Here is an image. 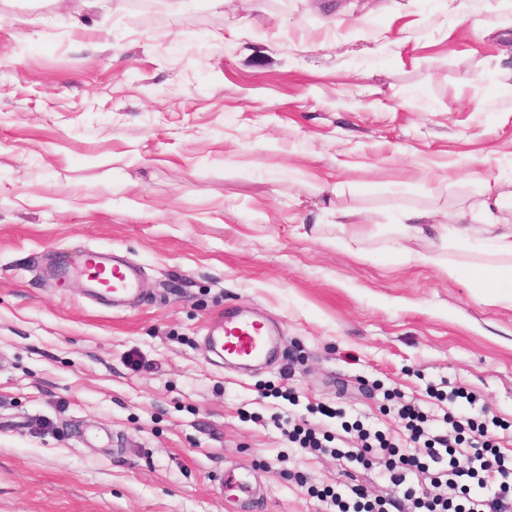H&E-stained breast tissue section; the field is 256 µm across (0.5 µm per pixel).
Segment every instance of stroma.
<instances>
[{"mask_svg": "<svg viewBox=\"0 0 512 512\" xmlns=\"http://www.w3.org/2000/svg\"><path fill=\"white\" fill-rule=\"evenodd\" d=\"M71 11L0 0V512H324L312 489L349 478L387 496L281 423L399 440L383 390L424 407L444 381L512 450V306L392 246L403 210L444 224L512 181L511 5ZM88 249L140 268L137 306L90 297ZM228 312L273 325L275 358L207 353ZM284 384L298 404L269 397Z\"/></svg>", "mask_w": 512, "mask_h": 512, "instance_id": "1", "label": "stroma"}]
</instances>
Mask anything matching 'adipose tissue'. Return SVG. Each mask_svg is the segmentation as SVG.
Masks as SVG:
<instances>
[{
	"mask_svg": "<svg viewBox=\"0 0 512 512\" xmlns=\"http://www.w3.org/2000/svg\"><path fill=\"white\" fill-rule=\"evenodd\" d=\"M468 215L460 211L453 215L454 241L458 246L489 255L486 263L462 266L442 262L438 252L421 254L426 263H444L449 276H467L474 287L484 289L491 300L512 305V229L497 233L491 227L468 224Z\"/></svg>",
	"mask_w": 512,
	"mask_h": 512,
	"instance_id": "1",
	"label": "adipose tissue"
}]
</instances>
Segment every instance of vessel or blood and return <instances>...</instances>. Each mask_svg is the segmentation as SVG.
Returning <instances> with one entry per match:
<instances>
[{
  "label": "vessel or blood",
  "mask_w": 512,
  "mask_h": 512,
  "mask_svg": "<svg viewBox=\"0 0 512 512\" xmlns=\"http://www.w3.org/2000/svg\"><path fill=\"white\" fill-rule=\"evenodd\" d=\"M76 272L92 283L98 297L106 302L134 298L140 293L136 271L114 255L99 250H86ZM206 342L209 350L222 358L259 361L267 355L263 325L229 315L212 326Z\"/></svg>",
  "instance_id": "b4317fda"
}]
</instances>
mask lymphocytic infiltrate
<instances>
[{
  "mask_svg": "<svg viewBox=\"0 0 512 512\" xmlns=\"http://www.w3.org/2000/svg\"><path fill=\"white\" fill-rule=\"evenodd\" d=\"M398 415L409 433L405 443L359 423L360 447L334 449V456L377 470L414 512H512V454L493 434L500 420L449 411L437 418L409 401L400 402ZM320 497L338 512H385L360 484L326 488Z\"/></svg>",
  "mask_w": 512,
  "mask_h": 512,
  "instance_id": "lymphocytic-infiltrate-1",
  "label": "lymphocytic infiltrate"
}]
</instances>
